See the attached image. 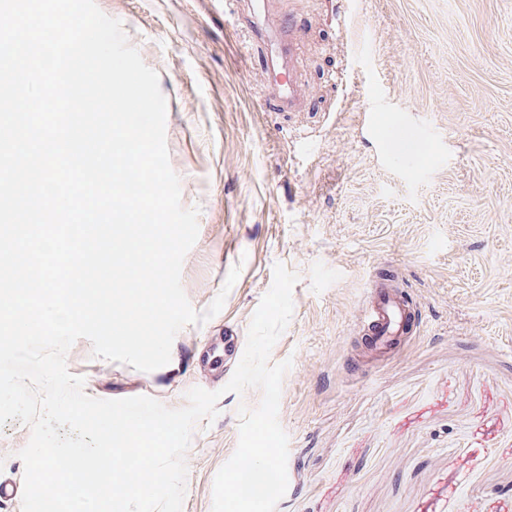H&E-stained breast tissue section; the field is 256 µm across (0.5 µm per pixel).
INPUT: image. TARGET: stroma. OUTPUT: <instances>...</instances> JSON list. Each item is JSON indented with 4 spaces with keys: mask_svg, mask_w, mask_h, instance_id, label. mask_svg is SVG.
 <instances>
[{
    "mask_svg": "<svg viewBox=\"0 0 512 512\" xmlns=\"http://www.w3.org/2000/svg\"><path fill=\"white\" fill-rule=\"evenodd\" d=\"M159 75L169 162L199 233L181 274L204 311L151 372L66 356L96 399L187 405L220 391L185 455L182 512H211L213 481L239 438V406L260 389L226 391L275 264L298 280L293 315L270 360L290 361L278 420L289 439L288 490L275 512H512V0H266L293 18L301 104L280 111L259 81L266 43L248 40L245 0H96ZM409 122L379 156L364 126ZM241 273L231 288L229 270ZM392 266L421 309L420 334L384 368L357 355L353 323L370 275ZM232 337L224 362L205 346ZM19 420L0 426V512H22Z\"/></svg>",
    "mask_w": 512,
    "mask_h": 512,
    "instance_id": "1",
    "label": "stroma"
}]
</instances>
